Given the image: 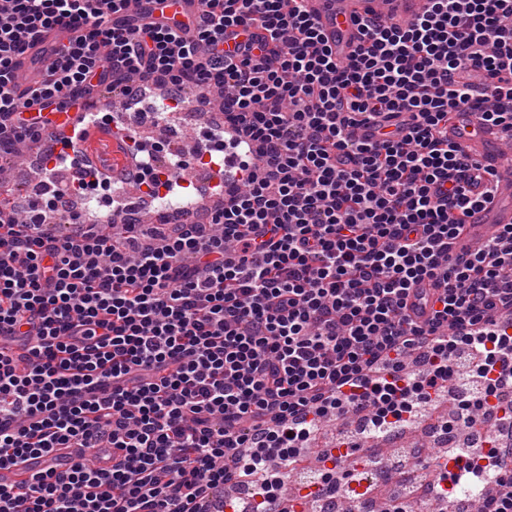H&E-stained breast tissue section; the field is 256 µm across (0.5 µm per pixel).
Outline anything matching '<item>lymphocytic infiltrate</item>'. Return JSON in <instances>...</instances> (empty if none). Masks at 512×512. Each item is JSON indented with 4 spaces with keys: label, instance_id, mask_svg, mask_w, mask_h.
Returning a JSON list of instances; mask_svg holds the SVG:
<instances>
[{
    "label": "lymphocytic infiltrate",
    "instance_id": "1",
    "mask_svg": "<svg viewBox=\"0 0 512 512\" xmlns=\"http://www.w3.org/2000/svg\"><path fill=\"white\" fill-rule=\"evenodd\" d=\"M0 0V170L50 113L149 84L221 90L254 153L204 219L146 227L116 199L50 231L64 189L0 208V468L57 448L61 472L0 486V512H222L251 480L255 512L327 416L413 422L469 353L479 396L512 425V225L451 251L488 177L448 139L452 112L512 133V0H426L405 26L365 20L338 62L303 0ZM76 35L46 77L14 72L43 35ZM483 68V87L464 83ZM428 283L430 293L420 292ZM112 451V468L92 453ZM495 478L480 512H512V448L458 450L436 476Z\"/></svg>",
    "mask_w": 512,
    "mask_h": 512
}]
</instances>
